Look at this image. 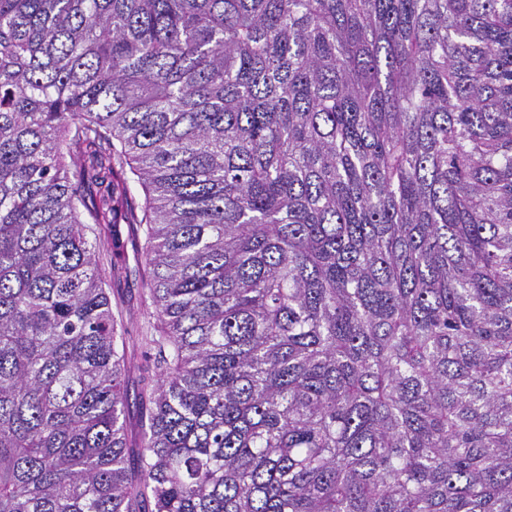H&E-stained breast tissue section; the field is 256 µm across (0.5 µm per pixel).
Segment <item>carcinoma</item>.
<instances>
[{
    "label": "carcinoma",
    "mask_w": 512,
    "mask_h": 512,
    "mask_svg": "<svg viewBox=\"0 0 512 512\" xmlns=\"http://www.w3.org/2000/svg\"><path fill=\"white\" fill-rule=\"evenodd\" d=\"M0 512H512V0H0ZM90 227L88 236H102L112 239L120 246L114 249L112 254L103 259L102 269L105 268V288L112 299V308L119 318L122 317L125 325V334L128 343V355L131 358V369L125 379V386L129 394V402H133L134 393L137 392L138 371L135 365L140 361L141 345L138 336H141V328L147 323L154 322L151 315L150 299L144 286V257L142 251L145 244V225L127 224L120 221L113 224L108 233L98 224H87ZM92 229V230H91ZM112 266L115 264V271L112 276L109 273L110 260ZM117 306V309H116Z\"/></svg>",
    "instance_id": "1"
}]
</instances>
